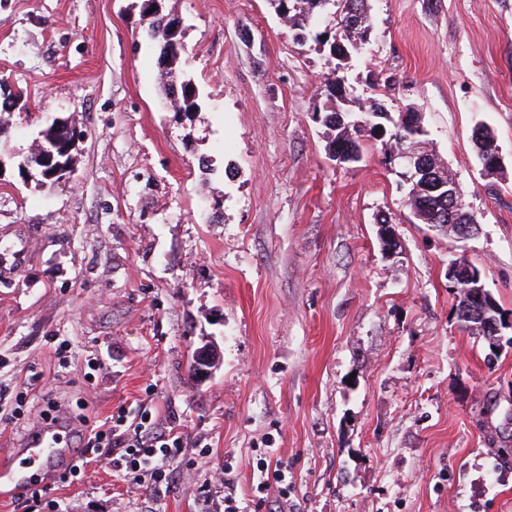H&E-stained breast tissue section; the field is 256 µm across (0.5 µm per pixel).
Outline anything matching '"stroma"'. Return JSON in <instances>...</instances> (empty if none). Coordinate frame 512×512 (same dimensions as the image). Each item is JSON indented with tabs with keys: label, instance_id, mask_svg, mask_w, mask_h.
Wrapping results in <instances>:
<instances>
[{
	"label": "stroma",
	"instance_id": "35a3bbf8",
	"mask_svg": "<svg viewBox=\"0 0 512 512\" xmlns=\"http://www.w3.org/2000/svg\"><path fill=\"white\" fill-rule=\"evenodd\" d=\"M162 7L201 111H172L143 0H0V89L27 93L0 135V462L41 415L147 409L182 440L166 487L96 448L52 485L66 512H226L261 461L288 470L269 512H512V326L490 350L446 277L466 259L512 323V0H368L369 42L337 69L269 0ZM371 98L418 113L476 234L417 223L386 138L333 160L324 115ZM56 119L85 138L73 176L42 186L22 163ZM208 342L220 358L192 377ZM473 140L477 148V157L481 164L487 163L491 168L488 172L495 171L497 168L491 166L492 154L494 149L498 147L496 137L492 133L491 129L486 125H478L473 130Z\"/></svg>",
	"mask_w": 512,
	"mask_h": 512
}]
</instances>
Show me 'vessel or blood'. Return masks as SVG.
<instances>
[{"label":"vessel or blood","instance_id":"obj_1","mask_svg":"<svg viewBox=\"0 0 512 512\" xmlns=\"http://www.w3.org/2000/svg\"><path fill=\"white\" fill-rule=\"evenodd\" d=\"M69 434L60 421L45 420L24 439L15 460L0 465V497L39 487L47 466L67 446Z\"/></svg>","mask_w":512,"mask_h":512}]
</instances>
